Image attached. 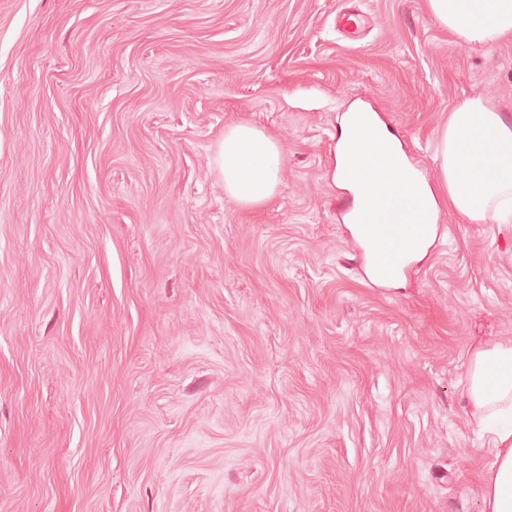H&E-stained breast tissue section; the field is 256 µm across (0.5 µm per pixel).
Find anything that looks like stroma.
<instances>
[{
	"mask_svg": "<svg viewBox=\"0 0 512 512\" xmlns=\"http://www.w3.org/2000/svg\"><path fill=\"white\" fill-rule=\"evenodd\" d=\"M477 95L512 114V40L427 0H0V512H482L512 223L442 209L380 286L332 182L352 104L432 179ZM244 120L285 149L257 210L214 170Z\"/></svg>",
	"mask_w": 512,
	"mask_h": 512,
	"instance_id": "obj_1",
	"label": "stroma"
}]
</instances>
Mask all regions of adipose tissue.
I'll return each instance as SVG.
<instances>
[{
  "label": "adipose tissue",
  "instance_id": "ef3b65f1",
  "mask_svg": "<svg viewBox=\"0 0 512 512\" xmlns=\"http://www.w3.org/2000/svg\"><path fill=\"white\" fill-rule=\"evenodd\" d=\"M434 20L459 43L492 44L512 39V0H427ZM403 158L402 145L381 120L362 134L343 124L332 180L361 197L377 183L375 159ZM284 160L277 140L249 122L225 127L216 147L215 166L225 194L247 208L267 204L276 194ZM434 161L438 185L415 184L402 175L398 192L410 195L413 210L387 223L365 228L348 224L359 244L386 236L407 245L406 261L424 259L437 235L436 224H419L416 210L437 216L436 189H444L448 204L469 223L512 217V116L488 100L463 99L449 113ZM465 413L474 423H496L482 455L479 484L483 512H512V342L473 351L467 371Z\"/></svg>",
  "mask_w": 512,
  "mask_h": 512
}]
</instances>
